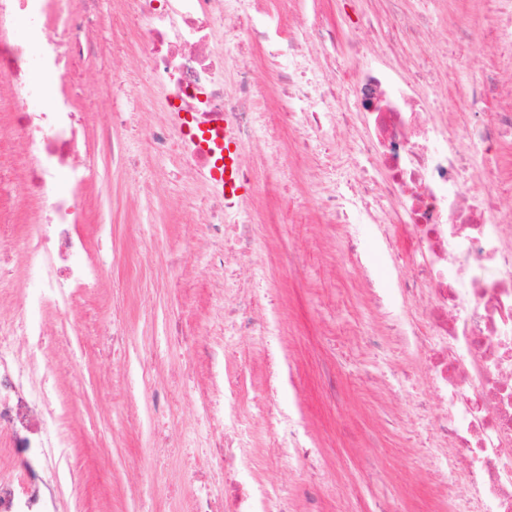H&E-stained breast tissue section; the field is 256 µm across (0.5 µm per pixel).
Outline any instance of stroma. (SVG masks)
<instances>
[{"label": "stroma", "mask_w": 512, "mask_h": 512, "mask_svg": "<svg viewBox=\"0 0 512 512\" xmlns=\"http://www.w3.org/2000/svg\"><path fill=\"white\" fill-rule=\"evenodd\" d=\"M504 0H410L414 14H426L429 44L408 45L405 55H387L401 67L404 56L425 54L436 61L441 111L454 125L466 120L471 90L490 73L507 81L497 47L456 40L458 28H482L496 21ZM266 9L281 34L300 26L338 31L351 21L384 25L383 0H267ZM94 54L75 60L66 72L39 69L30 74L47 90L59 84L82 91L87 142L95 156L96 182L87 191V221L82 229L107 265L98 288L75 315V324L53 310L42 314L49 339L44 356L62 368L58 390L69 397L85 387L86 397L72 408L74 444L60 462L54 486L57 512H176L166 498L168 485H186L180 452L209 448L224 423L223 395L211 383L208 354L250 353L253 385L249 394L253 437L268 441L262 399L266 394L264 347L256 336L224 334V267L214 256L216 241L190 201L205 196L207 183L189 172L179 152L155 154L148 148L150 128L170 120L139 88L112 87L113 68L142 65L136 48L113 57L111 31L86 32ZM260 84V102L270 121L240 146L239 162L250 178L253 244L251 269L266 283L282 309L280 329L296 355L295 375L280 373V403L303 411L304 429L320 439L317 470L295 463L271 469L289 493L299 494L321 481L320 512H434L432 482L415 470L423 431L394 417L404 393L382 386V379L412 372L414 361L394 337L375 349L367 335L381 316L363 294L360 272L344 249L350 228L331 223L317 206L319 144L300 150L297 134L276 122L284 111L276 72L279 64L260 48L244 56ZM133 111L131 125L114 126L136 168L112 162L102 145L108 113ZM45 208L29 201L15 211L0 259V318L11 317L35 284L32 256L12 250V238L38 224ZM292 268H283L279 253ZM296 382L300 403L288 399ZM167 442L173 453L157 464L153 449Z\"/></svg>", "instance_id": "35a3bbf8"}]
</instances>
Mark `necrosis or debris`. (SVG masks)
<instances>
[{"label": "necrosis or debris", "instance_id": "necrosis-or-debris-1", "mask_svg": "<svg viewBox=\"0 0 512 512\" xmlns=\"http://www.w3.org/2000/svg\"><path fill=\"white\" fill-rule=\"evenodd\" d=\"M82 2L87 10L80 13L68 9L67 0H0V80L11 83L15 102L9 130L34 151L29 177L15 179L10 193L15 207L34 196L47 206L43 224L14 244L35 257L39 286L13 317L0 319V432L43 430L35 465L58 475L62 450L70 445V404L56 398L53 364H21L15 347L42 350V308L71 310L103 269L78 230L82 190L91 178L78 107L67 89L48 92L28 74L35 66L62 70L67 59L90 53L83 33L92 26L131 32L139 42L143 66L129 77L114 75V88L135 82L183 115L156 125L149 147L158 154L179 151L209 176L205 222L234 240L221 255L224 290L236 297L224 312L225 335L279 341V309L259 307L262 283L244 273L253 237L249 203L226 197L215 174L223 163L225 126L244 144L264 117L242 59L244 44L256 43L288 62L277 74L291 101L285 121L319 134L344 129L355 153L383 170L382 178L340 186L335 163L326 162L318 204L340 223L372 225L388 255L396 286L370 299L382 314L381 331L399 337L423 365V390L403 412L428 424L432 452L420 459V470L435 476V496L456 512H512V211L498 207L496 166L478 159L480 144L512 134V108L449 130L447 121L426 111L437 86L428 59L413 61L406 76L372 59L371 48L381 41L375 30L366 38L355 29L339 37L317 28L285 40L271 36L258 0H113L106 15L96 10L97 0ZM17 18L28 32L22 40L3 32ZM221 28L230 36L216 54L205 37ZM325 42L335 44L333 56L309 66L306 47ZM354 51L367 60L351 70L347 59ZM230 64L237 75L231 89L224 80ZM346 99L353 111L340 109ZM63 176L71 193L59 188ZM385 199L392 209L382 207ZM208 359L224 381V441L186 453L183 512H296L294 498L267 482L258 465L284 448L310 470L321 449L299 441L296 419L274 398L267 412L276 443L258 447L249 435L241 364L223 352ZM0 512H56V501L48 485L2 478Z\"/></svg>", "mask_w": 512, "mask_h": 512}]
</instances>
